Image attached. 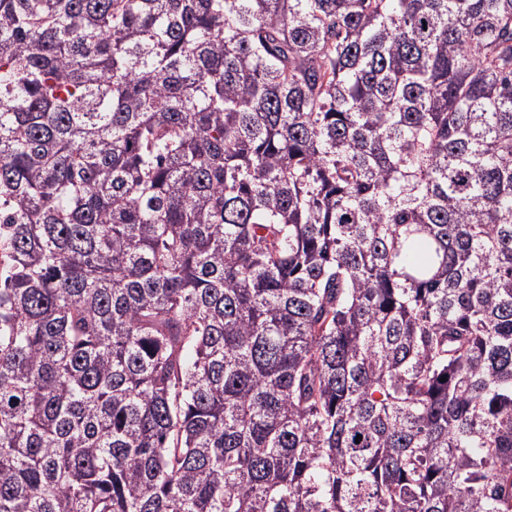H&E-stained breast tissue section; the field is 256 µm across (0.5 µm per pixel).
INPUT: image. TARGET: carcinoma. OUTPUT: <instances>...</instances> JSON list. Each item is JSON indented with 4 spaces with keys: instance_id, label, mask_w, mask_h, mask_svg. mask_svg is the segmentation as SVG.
Instances as JSON below:
<instances>
[{
    "instance_id": "cac0c4a2",
    "label": "carcinoma",
    "mask_w": 512,
    "mask_h": 512,
    "mask_svg": "<svg viewBox=\"0 0 512 512\" xmlns=\"http://www.w3.org/2000/svg\"><path fill=\"white\" fill-rule=\"evenodd\" d=\"M0 512H512V0H0Z\"/></svg>"
}]
</instances>
